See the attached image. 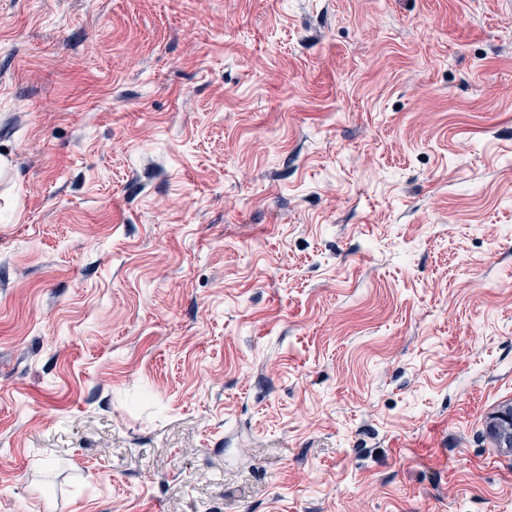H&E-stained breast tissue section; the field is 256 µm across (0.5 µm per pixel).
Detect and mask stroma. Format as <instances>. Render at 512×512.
I'll return each instance as SVG.
<instances>
[{"instance_id":"1","label":"stroma","mask_w":512,"mask_h":512,"mask_svg":"<svg viewBox=\"0 0 512 512\" xmlns=\"http://www.w3.org/2000/svg\"><path fill=\"white\" fill-rule=\"evenodd\" d=\"M0 512H512V0H0Z\"/></svg>"}]
</instances>
